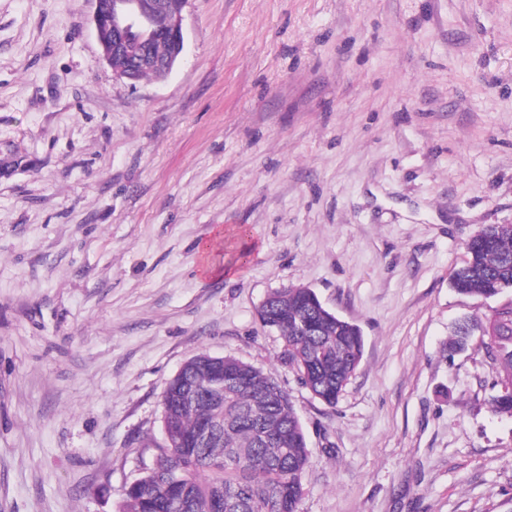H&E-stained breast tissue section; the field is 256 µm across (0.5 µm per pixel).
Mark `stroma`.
Instances as JSON below:
<instances>
[{"label":"stroma","mask_w":512,"mask_h":512,"mask_svg":"<svg viewBox=\"0 0 512 512\" xmlns=\"http://www.w3.org/2000/svg\"><path fill=\"white\" fill-rule=\"evenodd\" d=\"M92 0H0V512H118L201 352L288 392L298 512H512V416L450 277L512 224V0H183L166 82ZM313 290L364 351L336 406L261 323Z\"/></svg>","instance_id":"1"}]
</instances>
